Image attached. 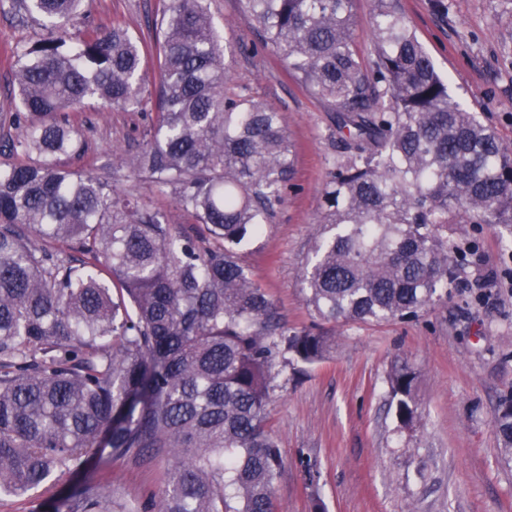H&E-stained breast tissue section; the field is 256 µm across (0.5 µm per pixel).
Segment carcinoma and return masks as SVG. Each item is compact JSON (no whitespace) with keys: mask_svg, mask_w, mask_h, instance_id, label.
Returning <instances> with one entry per match:
<instances>
[{"mask_svg":"<svg viewBox=\"0 0 512 512\" xmlns=\"http://www.w3.org/2000/svg\"><path fill=\"white\" fill-rule=\"evenodd\" d=\"M40 33L6 51L22 133L0 143V493L33 496L91 451L172 459L152 512H277L281 468L267 414L285 369L334 339L288 327L238 256L284 205L296 153L282 113L229 96L205 0H165L147 45L117 24L68 34L89 0H0ZM290 73L335 112L336 156L303 274L327 322L419 317L463 288L457 224H512V153L448 91L397 0H373V49L352 0H244ZM159 83L142 84L146 58ZM153 109L139 150L113 165L170 195L185 228L130 190L64 161L86 154L70 115ZM416 375L388 374L403 429ZM512 449V394L494 421ZM56 512H112L97 483ZM353 12L358 19L355 42L361 55L367 56L373 47V33L370 23L371 0H352Z\"/></svg>","mask_w":512,"mask_h":512,"instance_id":"cac0c4a2","label":"carcinoma"}]
</instances>
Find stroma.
Returning <instances> with one entry per match:
<instances>
[{"label": "stroma", "instance_id": "stroma-1", "mask_svg": "<svg viewBox=\"0 0 512 512\" xmlns=\"http://www.w3.org/2000/svg\"><path fill=\"white\" fill-rule=\"evenodd\" d=\"M399 0L409 26L431 55L451 92L493 128L512 151V0ZM226 41L245 44L227 58L226 94H246L279 109L296 146L297 189L259 239L240 248L252 278L266 289L289 326L311 325L301 274L311 252L317 212L330 161L336 153L330 105L304 90L260 37L243 0H206ZM161 0H91L75 28L125 23L149 39ZM88 151L72 167L91 164L96 174L123 189L135 188L174 224L191 217L148 184L115 171L112 149L142 143L152 112H90ZM512 232L492 224H460L455 240L475 245L466 276L512 268ZM335 338L325 362L303 375L280 378L268 407L280 442L283 467L275 483L279 512H311L319 493L327 512H512V455L493 421L500 399L512 393V290L489 284L452 288L419 319L389 323H324ZM417 374L421 419L398 429L387 377L395 363ZM164 457L112 459L91 452L79 470L52 478L36 499L0 495V512H55L56 502L108 474L114 499L141 508L165 485Z\"/></svg>", "mask_w": 512, "mask_h": 512}]
</instances>
